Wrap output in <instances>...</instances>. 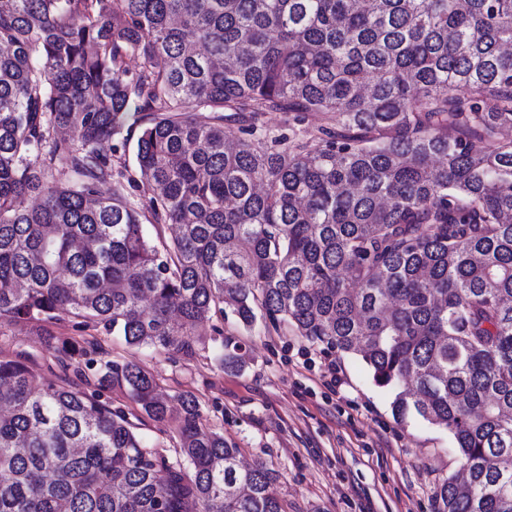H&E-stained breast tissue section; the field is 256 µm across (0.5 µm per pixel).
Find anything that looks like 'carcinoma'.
<instances>
[{
    "label": "carcinoma",
    "mask_w": 512,
    "mask_h": 512,
    "mask_svg": "<svg viewBox=\"0 0 512 512\" xmlns=\"http://www.w3.org/2000/svg\"><path fill=\"white\" fill-rule=\"evenodd\" d=\"M509 46L512 0H0V325L66 316L174 356L260 315L448 430L466 480L443 512H512ZM130 111L142 205L101 150ZM271 112L331 126L269 137ZM48 345L77 381L0 350V512H286L196 396L173 416L140 365ZM219 363L243 370L242 345ZM115 383L175 419L179 459L102 399Z\"/></svg>",
    "instance_id": "cac0c4a2"
}]
</instances>
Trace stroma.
<instances>
[{
    "label": "stroma",
    "mask_w": 512,
    "mask_h": 512,
    "mask_svg": "<svg viewBox=\"0 0 512 512\" xmlns=\"http://www.w3.org/2000/svg\"><path fill=\"white\" fill-rule=\"evenodd\" d=\"M325 120L273 112L270 135L319 140ZM69 320L39 327H0V349L24 352L43 377L65 376L48 335L70 336ZM98 358L134 361L158 378L171 402L195 395L206 424L234 441L246 463H265L279 476L286 512H442L439 487L461 460L444 428L420 420L399 421L393 396L374 384L360 357L314 346L284 326L257 320L244 328L235 317H212L197 325L193 353L171 357L131 347L98 329ZM247 354L244 371H227L218 357L225 338ZM339 363L345 396L328 386L324 366Z\"/></svg>",
    "instance_id": "stroma-1"
}]
</instances>
